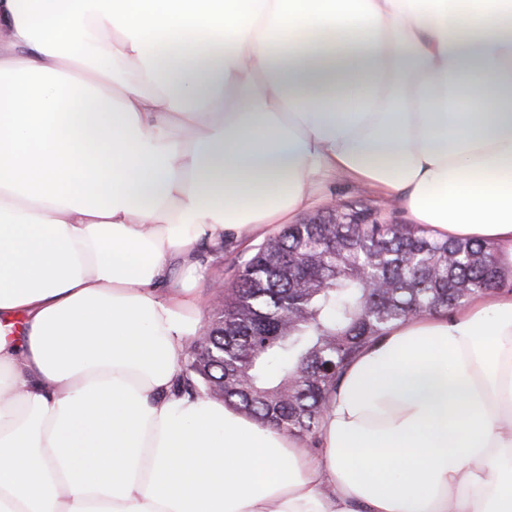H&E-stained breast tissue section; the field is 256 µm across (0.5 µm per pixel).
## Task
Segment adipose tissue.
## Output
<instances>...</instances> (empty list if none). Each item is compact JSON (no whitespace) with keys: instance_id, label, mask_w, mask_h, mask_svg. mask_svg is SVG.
Instances as JSON below:
<instances>
[{"instance_id":"ef3b65f1","label":"adipose tissue","mask_w":512,"mask_h":512,"mask_svg":"<svg viewBox=\"0 0 512 512\" xmlns=\"http://www.w3.org/2000/svg\"><path fill=\"white\" fill-rule=\"evenodd\" d=\"M365 183L512 270V0H0V512H512V290L393 325L321 451L175 392L200 247Z\"/></svg>"}]
</instances>
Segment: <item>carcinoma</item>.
I'll return each instance as SVG.
<instances>
[{"label":"carcinoma","mask_w":512,"mask_h":512,"mask_svg":"<svg viewBox=\"0 0 512 512\" xmlns=\"http://www.w3.org/2000/svg\"><path fill=\"white\" fill-rule=\"evenodd\" d=\"M503 278L493 249L387 224L365 205L290 224L243 264L177 386L294 436L317 437L361 348L413 317L446 314Z\"/></svg>","instance_id":"carcinoma-1"}]
</instances>
